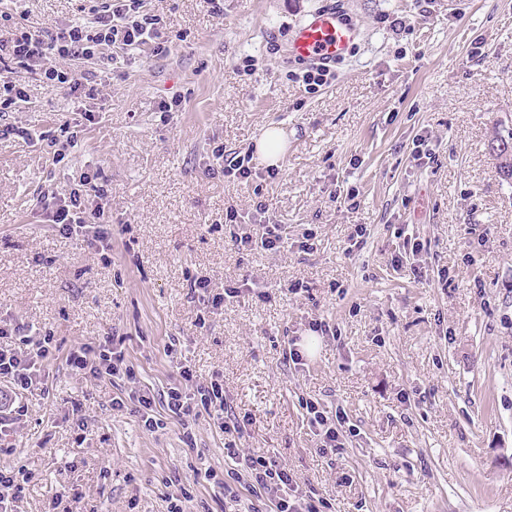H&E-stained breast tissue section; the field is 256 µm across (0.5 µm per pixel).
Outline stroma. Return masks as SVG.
<instances>
[{
    "instance_id": "obj_1",
    "label": "stroma",
    "mask_w": 512,
    "mask_h": 512,
    "mask_svg": "<svg viewBox=\"0 0 512 512\" xmlns=\"http://www.w3.org/2000/svg\"><path fill=\"white\" fill-rule=\"evenodd\" d=\"M329 2L224 0L218 16L206 0H151L170 53L117 58L95 100L13 73L29 105L0 125L65 148L59 162L48 143L0 140V312L52 339L19 437L0 441V469L27 478L17 512H51L59 494L69 512H169L176 495L185 512H228L221 488L195 481L225 468L217 423L186 432L159 405L166 426L146 432L112 407L127 381L67 365L74 346L108 336L124 338L155 393L182 362L220 377L250 421L242 447L273 451L332 512H512V180L489 150L512 131V0H341L361 37L336 81L309 93L266 43ZM79 5L0 0L22 24L62 23ZM248 54L251 75L235 67ZM175 95L180 111H160ZM271 123L287 141L278 176L245 184L212 170L214 147L232 167ZM90 166L110 216L103 257L37 210ZM350 189L357 207L333 201ZM257 201L293 237L312 230L313 252L237 250L226 212ZM409 236L423 250L394 264ZM198 277L251 291L208 313ZM297 281L309 293H290ZM317 320L335 335L288 362ZM305 399L340 414L341 453H322ZM75 401L81 430L66 418Z\"/></svg>"
}]
</instances>
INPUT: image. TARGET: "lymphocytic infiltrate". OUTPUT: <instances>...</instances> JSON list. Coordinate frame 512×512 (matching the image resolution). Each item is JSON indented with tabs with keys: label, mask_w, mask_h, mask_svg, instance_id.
<instances>
[{
	"label": "lymphocytic infiltrate",
	"mask_w": 512,
	"mask_h": 512,
	"mask_svg": "<svg viewBox=\"0 0 512 512\" xmlns=\"http://www.w3.org/2000/svg\"><path fill=\"white\" fill-rule=\"evenodd\" d=\"M79 11L80 18L62 26L0 22V112H19L28 105L24 91L11 79L16 71L35 73L51 91L94 100L100 88L85 71V63L135 51L163 56L170 50L162 33V19L151 11L149 0H87ZM39 205L47 223L59 225L67 234L82 232L102 248H109L105 208L81 188L44 193ZM255 212L260 222L242 224L237 211H227V221L239 225L234 246L271 253L286 250L287 225L266 221L264 203H257ZM50 344V337H39L32 326L0 318V378L10 384L9 390H0V438L17 434L24 412L21 397L41 383L42 362L50 354ZM66 362L85 379L123 377L135 384L131 398H114L112 407L120 411L126 404H134L146 431L163 426L154 414L159 404L185 427L204 413L219 420L224 431V455L230 462L221 481L225 501L245 503V512H330L325 499L301 490L294 474L277 457L240 448L249 421L230 412L219 380L198 382L190 366L184 365L178 379L168 384L162 396H155L153 387L142 384L138 372L128 364L119 338L97 345L81 344L69 351Z\"/></svg>",
	"instance_id": "obj_1"
}]
</instances>
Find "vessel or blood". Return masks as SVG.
I'll list each match as a JSON object with an SVG mask.
<instances>
[{
    "label": "vessel or blood",
    "instance_id": "b4317fda",
    "mask_svg": "<svg viewBox=\"0 0 512 512\" xmlns=\"http://www.w3.org/2000/svg\"><path fill=\"white\" fill-rule=\"evenodd\" d=\"M359 37V29L339 12L318 9L294 28L286 53L289 58L306 63L333 64L350 54Z\"/></svg>",
    "mask_w": 512,
    "mask_h": 512
}]
</instances>
